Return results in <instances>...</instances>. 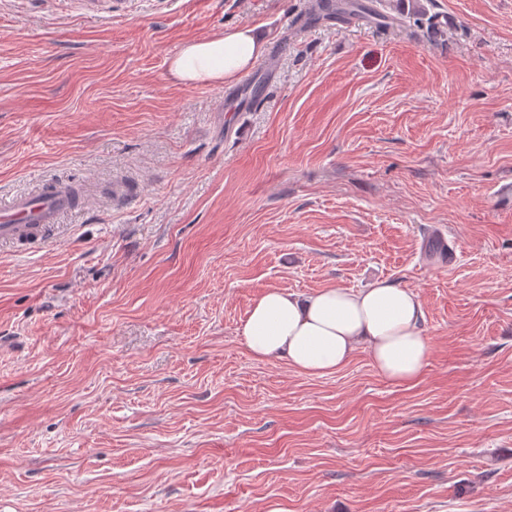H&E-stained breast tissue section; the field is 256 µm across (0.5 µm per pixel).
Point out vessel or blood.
Returning <instances> with one entry per match:
<instances>
[{"instance_id":"b4317fda","label":"vessel or blood","mask_w":512,"mask_h":512,"mask_svg":"<svg viewBox=\"0 0 512 512\" xmlns=\"http://www.w3.org/2000/svg\"><path fill=\"white\" fill-rule=\"evenodd\" d=\"M74 206L75 193L69 182L46 181L37 196H21L0 206V244L21 250L38 248Z\"/></svg>"}]
</instances>
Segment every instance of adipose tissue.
I'll return each mask as SVG.
<instances>
[{
    "label": "adipose tissue",
    "instance_id": "1",
    "mask_svg": "<svg viewBox=\"0 0 512 512\" xmlns=\"http://www.w3.org/2000/svg\"><path fill=\"white\" fill-rule=\"evenodd\" d=\"M264 46L253 27L193 40L172 58L170 70L184 82L221 84L247 70ZM423 322L419 295L386 281L307 296L272 288L252 303L242 336L253 359H283L312 376L335 373L362 349L383 377L411 385L422 378L429 354Z\"/></svg>",
    "mask_w": 512,
    "mask_h": 512
}]
</instances>
